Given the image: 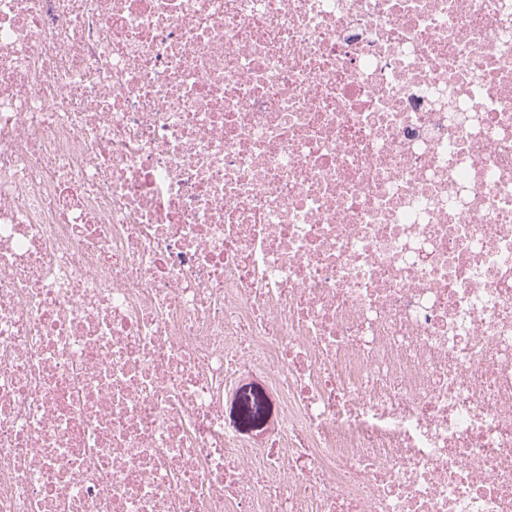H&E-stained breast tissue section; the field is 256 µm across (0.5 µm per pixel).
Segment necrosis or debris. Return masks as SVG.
I'll use <instances>...</instances> for the list:
<instances>
[{
    "label": "necrosis or debris",
    "instance_id": "obj_1",
    "mask_svg": "<svg viewBox=\"0 0 512 512\" xmlns=\"http://www.w3.org/2000/svg\"><path fill=\"white\" fill-rule=\"evenodd\" d=\"M0 512H512V0H0Z\"/></svg>",
    "mask_w": 512,
    "mask_h": 512
}]
</instances>
